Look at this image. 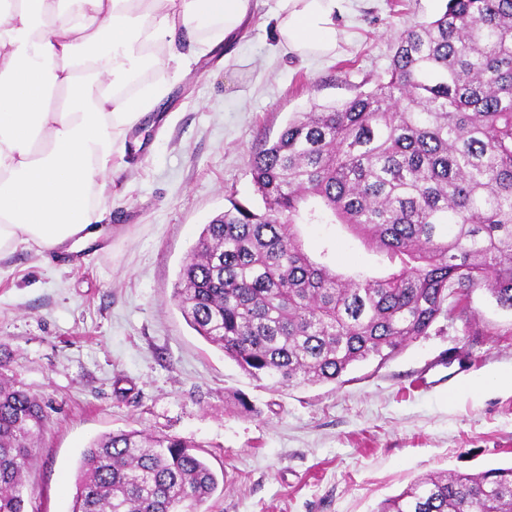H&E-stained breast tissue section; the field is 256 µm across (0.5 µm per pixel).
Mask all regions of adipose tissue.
Wrapping results in <instances>:
<instances>
[{"instance_id":"adipose-tissue-1","label":"adipose tissue","mask_w":512,"mask_h":512,"mask_svg":"<svg viewBox=\"0 0 512 512\" xmlns=\"http://www.w3.org/2000/svg\"><path fill=\"white\" fill-rule=\"evenodd\" d=\"M341 0H278V46L336 45ZM250 0H0V261L102 229L112 157L166 94L165 58L200 61Z\"/></svg>"}]
</instances>
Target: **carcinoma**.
<instances>
[{
    "label": "carcinoma",
    "mask_w": 512,
    "mask_h": 512,
    "mask_svg": "<svg viewBox=\"0 0 512 512\" xmlns=\"http://www.w3.org/2000/svg\"><path fill=\"white\" fill-rule=\"evenodd\" d=\"M258 203L229 199L178 274L183 318L273 387L340 383L428 335L469 291L512 311V0H447L395 37L388 78L295 112L251 159ZM302 224H342L386 255L346 275ZM47 419L0 372V512H26ZM176 436L118 430L81 456L71 512H203L218 488ZM376 512H512V466L415 480Z\"/></svg>",
    "instance_id": "cac0c4a2"
}]
</instances>
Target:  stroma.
<instances>
[{
	"label": "stroma",
	"mask_w": 512,
	"mask_h": 512,
	"mask_svg": "<svg viewBox=\"0 0 512 512\" xmlns=\"http://www.w3.org/2000/svg\"><path fill=\"white\" fill-rule=\"evenodd\" d=\"M277 0L190 70L112 161L105 234L44 261L16 251L0 276V358L49 416L27 474L28 512H70L81 454L137 429L195 445L219 479L209 512H376L439 471L512 464V312L483 288L428 335L343 384L270 388L184 320L173 295L205 224L255 200L252 153L311 101L386 77L398 32L445 0H343L336 46H275ZM312 253L374 277L385 261L337 224H306ZM249 410H242L238 398Z\"/></svg>",
	"instance_id": "1"
}]
</instances>
